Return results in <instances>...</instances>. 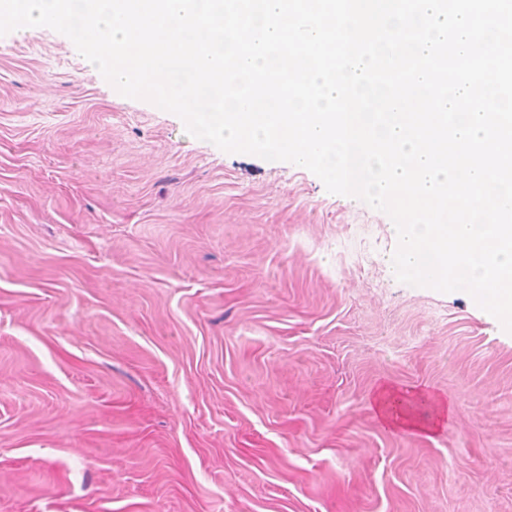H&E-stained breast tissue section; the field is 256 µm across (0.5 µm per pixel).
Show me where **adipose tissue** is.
<instances>
[{
	"label": "adipose tissue",
	"mask_w": 512,
	"mask_h": 512,
	"mask_svg": "<svg viewBox=\"0 0 512 512\" xmlns=\"http://www.w3.org/2000/svg\"><path fill=\"white\" fill-rule=\"evenodd\" d=\"M416 403L430 405L434 411L432 421H421L412 406ZM372 404L381 420L396 428L424 430L436 428L439 422L447 419L449 407L446 401L422 392L406 393L399 389L384 386L374 395Z\"/></svg>",
	"instance_id": "obj_1"
}]
</instances>
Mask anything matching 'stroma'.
Listing matches in <instances>:
<instances>
[{"mask_svg": "<svg viewBox=\"0 0 512 512\" xmlns=\"http://www.w3.org/2000/svg\"><path fill=\"white\" fill-rule=\"evenodd\" d=\"M393 222L0 36V512H512V333ZM446 397L384 426L382 384Z\"/></svg>", "mask_w": 512, "mask_h": 512, "instance_id": "stroma-1", "label": "stroma"}]
</instances>
